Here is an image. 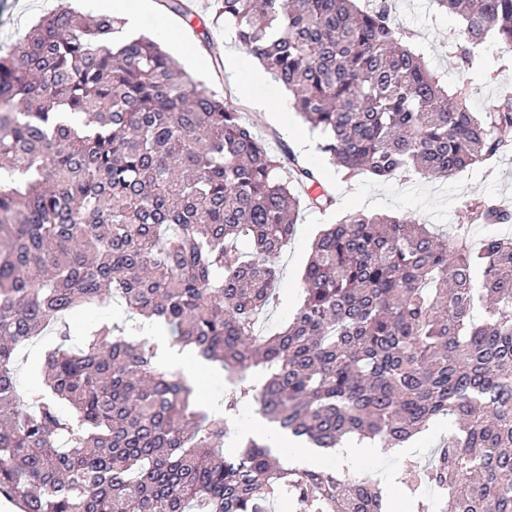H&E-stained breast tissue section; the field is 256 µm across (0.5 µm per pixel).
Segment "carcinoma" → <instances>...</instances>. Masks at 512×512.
<instances>
[{"mask_svg":"<svg viewBox=\"0 0 512 512\" xmlns=\"http://www.w3.org/2000/svg\"><path fill=\"white\" fill-rule=\"evenodd\" d=\"M356 0H215L291 93L345 179L449 178L512 144V99L476 115ZM461 16L462 70L493 41L512 57V0H435ZM193 16L191 0H161ZM110 14L61 6L0 54V497L21 512H387L366 480L300 468L260 437L224 452L253 402L315 448H395L437 418L448 445L421 475L442 512H512V239L471 245L414 219L354 213L321 230L288 327L256 329L300 206L324 191L291 149L270 153L228 100ZM482 224L512 212L465 200ZM244 240L251 242L247 250ZM113 299L229 374L224 414L157 368L156 345L107 323L71 345L65 318ZM57 345L21 395L17 358Z\"/></svg>","mask_w":512,"mask_h":512,"instance_id":"cac0c4a2","label":"carcinoma"}]
</instances>
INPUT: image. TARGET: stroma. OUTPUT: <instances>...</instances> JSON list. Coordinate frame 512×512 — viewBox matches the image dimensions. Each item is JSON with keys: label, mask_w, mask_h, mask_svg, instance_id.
Returning a JSON list of instances; mask_svg holds the SVG:
<instances>
[{"label": "stroma", "mask_w": 512, "mask_h": 512, "mask_svg": "<svg viewBox=\"0 0 512 512\" xmlns=\"http://www.w3.org/2000/svg\"><path fill=\"white\" fill-rule=\"evenodd\" d=\"M62 0H0V45L14 42L34 19L60 5ZM198 21L182 24L180 19L165 11L144 15L136 27L137 33L150 36L170 51L194 81L216 95L229 87L241 86L244 71L257 62L245 54L223 25L204 26V19L213 13V0H196ZM391 18L394 26L406 34L417 53L435 72L448 78L449 88L458 84L467 87L468 105L473 112H482L504 98H512V58L500 57L495 47H487L479 65L469 73H461L456 59L448 51V42L461 33L458 18L437 7L434 0H392ZM181 27L179 45H172L169 34ZM267 109L254 111L249 101L239 104L241 112L254 125L256 134L270 152H281L286 140L277 128L276 112L287 100V90L268 81L262 91ZM296 132L309 140L311 148L302 157L316 172L321 187L335 194L337 204L320 213L301 209L295 235L288 248L279 256L280 280L276 299L259 327L260 333H270L289 323L302 300L301 277L311 253L316 234L326 225L334 224L347 215L364 212L411 217L419 223L433 226L439 233L455 232L457 225L467 223L468 216L461 203L468 198L491 196L512 204V149L501 153L483 167L465 169L451 179H426L421 176L394 177L378 182L367 177L343 179L337 167L329 162L318 147V132L309 129L300 116H293ZM453 422L441 418L429 430L411 440L404 453L395 454L380 449L378 454L364 458L352 467L379 484L398 503L397 512H413V503H420L425 512H438L440 490L432 484L414 483L409 462L427 463L435 448L447 440Z\"/></svg>", "instance_id": "stroma-1"}]
</instances>
